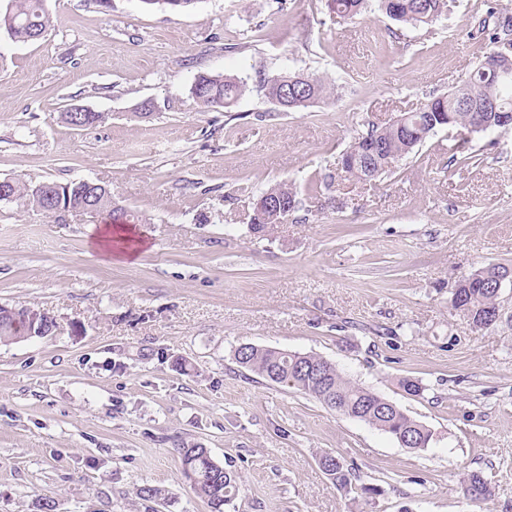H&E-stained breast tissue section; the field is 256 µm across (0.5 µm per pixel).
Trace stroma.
Wrapping results in <instances>:
<instances>
[{"label": "stroma", "instance_id": "stroma-1", "mask_svg": "<svg viewBox=\"0 0 512 512\" xmlns=\"http://www.w3.org/2000/svg\"><path fill=\"white\" fill-rule=\"evenodd\" d=\"M328 3L46 0L44 38L0 32V180L95 181L141 217L134 255L109 259L100 216L0 202V306L62 326L0 345V512L40 498L54 512H210L182 472L194 445L237 476L224 512H512V282L494 328L450 303L461 276L512 266V130L440 131L370 182L341 168L367 124L455 90L512 0H454L402 28L376 0L352 21ZM202 72L247 91L201 106ZM294 72L329 77L334 95L279 111L263 84ZM74 105L106 119L72 128ZM282 181L301 206L255 236L250 196ZM242 344L322 356L428 426L429 446L241 368ZM404 376L424 393H404ZM321 451L379 495L337 489ZM471 472L492 486L480 507L461 488Z\"/></svg>", "mask_w": 512, "mask_h": 512}]
</instances>
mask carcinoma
<instances>
[{
	"instance_id": "cac0c4a2",
	"label": "carcinoma",
	"mask_w": 512,
	"mask_h": 512,
	"mask_svg": "<svg viewBox=\"0 0 512 512\" xmlns=\"http://www.w3.org/2000/svg\"><path fill=\"white\" fill-rule=\"evenodd\" d=\"M145 9L160 8L172 12L186 11L198 0H139ZM10 8L0 12V30L14 42L28 43L43 37L51 26L50 14L44 0H9ZM365 0H331V10L337 17L352 19L361 13ZM378 8L391 20L402 25H428L450 12L451 0H378ZM512 72V52L506 48L492 49L484 54L478 65L470 71L467 80L454 91L436 97L414 112H409L401 122L386 127L371 126L351 141L341 156L342 169L349 176L371 181L391 172L394 164L407 157L435 132L456 128L463 133H481V125L499 130H512V122L500 124L499 112L512 114V75L499 79L490 65ZM291 82L296 92L288 95L280 107L283 112L307 108L333 94L335 87L323 76L295 73L269 77L263 89L268 99L276 90ZM246 90V85L220 73H200L191 88L193 97L206 107L228 108ZM52 191L48 197L33 192L36 183L22 179L12 180V201L24 208H32L46 215H55L54 207L67 203L82 202L95 206L106 213L111 223L119 217H127L115 207L112 198L96 196L84 184L75 181L58 183L46 181ZM273 193L281 197L286 214L275 218L254 208L250 216L253 232L262 233L272 224L288 220L300 204L298 192L288 184H277L258 194L263 197ZM509 277L503 266L479 268L456 283L452 292V304L478 329H485V321L502 311L500 294L497 293L499 278ZM21 307H0V343L10 344L22 340L6 321V314L15 318L22 315ZM236 363L271 382L295 388L311 396L328 408L367 423L393 437L408 434L415 437L419 449L428 447L432 431L422 422L403 412L393 402L376 392L354 382L337 368L320 376L325 359L314 354L290 353L272 347L244 344L235 350ZM319 464L336 487L347 493L376 494L378 489L360 483V476L347 467L337 456L325 452L318 458ZM181 465L185 478L200 497L207 502L210 512H224V505L236 493V475L219 466L206 448L193 446L181 449ZM464 493L469 500L480 506L491 497L487 480L479 473H471L464 479Z\"/></svg>"
}]
</instances>
